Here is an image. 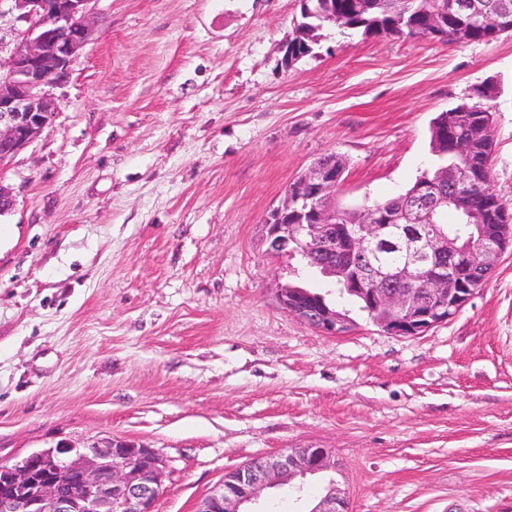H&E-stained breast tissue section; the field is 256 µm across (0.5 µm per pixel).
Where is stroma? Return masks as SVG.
<instances>
[{"mask_svg":"<svg viewBox=\"0 0 512 512\" xmlns=\"http://www.w3.org/2000/svg\"><path fill=\"white\" fill-rule=\"evenodd\" d=\"M46 128L0 181V464L110 437L164 462L155 512L286 448L333 474L267 492L310 512H512V248L448 322L393 336L357 304L329 336L288 313L267 213L317 160L340 203L397 196L429 125L495 80L492 185L512 206V35L332 33L292 67L300 0H98ZM347 500L345 495L332 483L326 494L310 510V512H347Z\"/></svg>","mask_w":512,"mask_h":512,"instance_id":"stroma-1","label":"stroma"}]
</instances>
